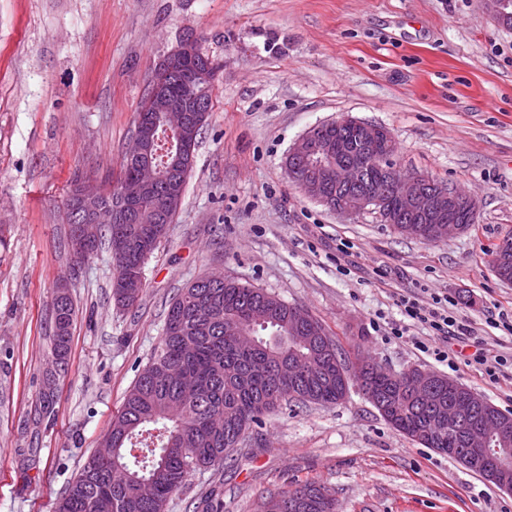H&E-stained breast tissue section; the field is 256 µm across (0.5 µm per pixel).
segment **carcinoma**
<instances>
[{
	"instance_id": "obj_1",
	"label": "carcinoma",
	"mask_w": 512,
	"mask_h": 512,
	"mask_svg": "<svg viewBox=\"0 0 512 512\" xmlns=\"http://www.w3.org/2000/svg\"><path fill=\"white\" fill-rule=\"evenodd\" d=\"M149 198L140 204L142 223L132 225L141 248L116 253L114 238L124 224L99 225L92 253L111 251L120 274L139 276L147 259L169 232L173 220L156 224ZM51 354L56 370L68 367L75 317L72 298L51 302ZM325 349L301 333L288 337V303L260 288L230 277L214 288L181 289L167 310L161 342L153 361L152 382L136 379L113 416L108 435L112 461L89 457L57 502L56 512H164L170 497L195 470L224 469V439L248 432L252 425L290 404L332 406L346 396L352 377L342 375L345 356L333 336ZM390 409L385 420L411 440L460 460V436L433 427L451 403L466 405L478 420L489 402L472 400L438 378L426 398L415 396L380 369L360 375ZM56 394H40L34 412L49 418ZM314 482L292 484L263 497L260 512H290L285 504Z\"/></svg>"
}]
</instances>
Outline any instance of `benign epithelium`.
<instances>
[{
	"label": "benign epithelium",
	"mask_w": 512,
	"mask_h": 512,
	"mask_svg": "<svg viewBox=\"0 0 512 512\" xmlns=\"http://www.w3.org/2000/svg\"><path fill=\"white\" fill-rule=\"evenodd\" d=\"M508 0H489L495 19L504 25L512 21L507 11ZM220 66L203 54L197 43L180 44L160 62L157 72L170 73L174 81H155L149 87L154 114L139 116L136 121L134 148L126 156L132 166L131 176L116 191L121 206L112 208V216L101 215L98 199L104 194L99 186L80 185L74 199L73 222L80 225L77 247L92 239L90 227L101 221L131 224L140 220L136 205L147 193L163 200V208H180L181 196L172 190L171 177L182 168L181 161L192 154V131L205 125L211 112L209 100L200 95L186 102L177 91L182 74L190 84L201 89L215 86ZM334 138L320 135V126L310 128L285 157L288 174L311 199L345 217L375 214L384 224H431L433 239L441 241L449 233H460L465 225L458 223L476 219V200L458 189L435 182L418 172H402L393 162L384 142L392 139L383 126L344 116L336 121ZM178 137L175 160L163 170L155 162L159 129ZM495 264L500 272L512 275V240L499 242ZM448 431L462 436L469 450V464L478 466L495 459L488 476L498 478L500 460L506 455L492 447L503 431L502 421L487 416L471 422L455 409L448 412Z\"/></svg>",
	"instance_id": "1"
}]
</instances>
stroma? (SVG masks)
Returning a JSON list of instances; mask_svg holds the SVG:
<instances>
[{"label": "stroma", "instance_id": "1", "mask_svg": "<svg viewBox=\"0 0 512 512\" xmlns=\"http://www.w3.org/2000/svg\"><path fill=\"white\" fill-rule=\"evenodd\" d=\"M222 62L182 205L118 308L108 252L73 267L65 202L112 186L160 61L186 40ZM349 115L386 127L402 170L457 186L475 224L428 243L372 214L307 197L284 158L312 126ZM512 232V27L485 0H0V512H55L157 350L180 288L220 272L307 309L348 361L449 374L512 412V285L488 252ZM70 277L69 367L55 416L35 422L52 367L50 303ZM449 299L473 335L447 349L510 359L498 380L417 348L402 298ZM403 328L396 336L395 328ZM317 482L340 512H512L500 491L389 425L358 387L252 426L223 471H195L166 512H258ZM317 488H322L328 491V489L325 488L324 486L318 485L315 482L306 481L304 483L292 484L289 487L287 486L286 488L282 489L277 493H270L269 495L263 497L260 504V512H292L288 510V507L286 505L291 495L301 490H312Z\"/></svg>", "mask_w": 512, "mask_h": 512}]
</instances>
